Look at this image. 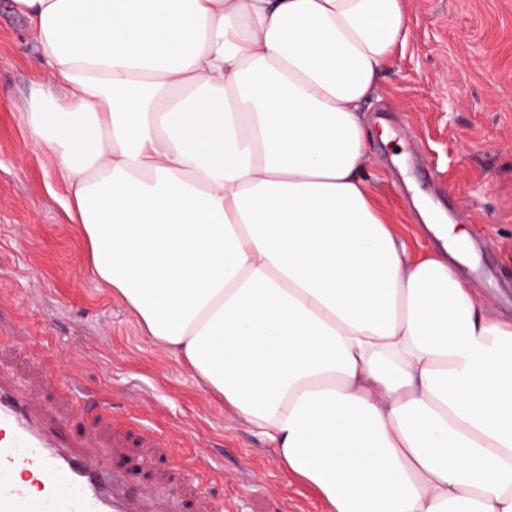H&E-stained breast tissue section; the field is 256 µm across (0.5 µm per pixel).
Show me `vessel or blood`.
I'll return each mask as SVG.
<instances>
[{
    "label": "vessel or blood",
    "instance_id": "b4317fda",
    "mask_svg": "<svg viewBox=\"0 0 512 512\" xmlns=\"http://www.w3.org/2000/svg\"><path fill=\"white\" fill-rule=\"evenodd\" d=\"M20 474L37 476L38 495L17 482ZM123 485L110 456L72 455L30 392L0 382V512H144L149 497H130Z\"/></svg>",
    "mask_w": 512,
    "mask_h": 512
}]
</instances>
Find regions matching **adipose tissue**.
I'll return each instance as SVG.
<instances>
[{
  "label": "adipose tissue",
  "mask_w": 512,
  "mask_h": 512,
  "mask_svg": "<svg viewBox=\"0 0 512 512\" xmlns=\"http://www.w3.org/2000/svg\"><path fill=\"white\" fill-rule=\"evenodd\" d=\"M410 0H13L87 271L330 512H512V321L410 255L361 104Z\"/></svg>",
  "instance_id": "1"
}]
</instances>
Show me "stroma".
Wrapping results in <instances>:
<instances>
[{
	"mask_svg": "<svg viewBox=\"0 0 512 512\" xmlns=\"http://www.w3.org/2000/svg\"><path fill=\"white\" fill-rule=\"evenodd\" d=\"M410 12L406 47L365 106L375 193L410 251L440 245L417 204L464 226L474 256L459 273L478 303L511 318L512 0H410ZM40 71L26 21L0 0V372L84 452L116 449L131 495L175 486L182 512H199L204 493L222 497L223 512H328L87 275L50 162L18 111Z\"/></svg>",
	"mask_w": 512,
	"mask_h": 512,
	"instance_id": "obj_1",
	"label": "stroma"
}]
</instances>
